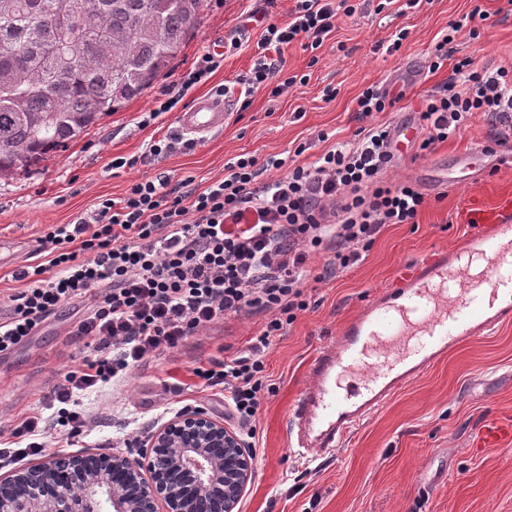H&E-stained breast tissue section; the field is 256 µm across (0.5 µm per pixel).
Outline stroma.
Segmentation results:
<instances>
[{"label": "stroma", "mask_w": 512, "mask_h": 512, "mask_svg": "<svg viewBox=\"0 0 512 512\" xmlns=\"http://www.w3.org/2000/svg\"><path fill=\"white\" fill-rule=\"evenodd\" d=\"M250 0H204L198 23L170 71L140 98L104 117L80 140L28 173L0 179V317L8 318L12 274L40 262L38 239L49 225L70 224L99 200L123 197L130 184L185 176L206 186L223 178L235 156L258 160L277 154L287 168L312 164L327 144L353 139L371 123L356 110L369 85L405 97L383 113L393 126L417 127L426 98L448 80L455 60L475 68L512 70V0H430L416 13H401L393 0L382 13L372 7L340 17L337 30L314 51L293 43L284 51L283 77L306 75L282 96L254 92L250 107L232 112L223 131L191 141L180 152L144 158L151 141L179 135L167 112L141 125L154 98L174 90L180 74L205 50L224 55L210 82L234 81L247 71L261 31L243 29ZM490 15L479 36L456 37L450 58L429 71L436 42L450 20L473 9ZM409 36L396 51L389 39ZM327 142H319V135ZM493 128L486 114L423 151L396 155L389 179L413 180L425 195L416 223L389 224L354 268L324 282H309L308 308L269 344L256 343L266 313L244 314L189 337L176 349L151 357L119 383L81 397L87 425L81 435L51 434L50 454H123L136 457L150 436L176 413L204 408L229 429L237 424L224 406V390L200 386L194 368L212 359L257 351L274 386L255 421L254 474L239 512H512V452L479 448L476 434L491 418L512 420V322L460 345L399 390L343 442L334 454L300 460L289 446V416L309 380L308 365L332 344L341 324L376 292L394 287L411 264L432 250L454 245L474 207H490L512 193V153H490ZM305 153H298L299 145ZM118 157L134 167L113 168ZM94 304L87 297L61 307L25 343L0 355V441L22 418L49 416L54 391L83 356L87 340L75 333Z\"/></svg>", "instance_id": "stroma-1"}]
</instances>
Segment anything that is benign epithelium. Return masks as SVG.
<instances>
[{
  "instance_id": "7a95c632",
  "label": "benign epithelium",
  "mask_w": 512,
  "mask_h": 512,
  "mask_svg": "<svg viewBox=\"0 0 512 512\" xmlns=\"http://www.w3.org/2000/svg\"><path fill=\"white\" fill-rule=\"evenodd\" d=\"M253 473L238 435L197 408L138 458L53 454L0 475V512H237Z\"/></svg>"
}]
</instances>
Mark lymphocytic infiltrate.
Returning <instances> with one entry per match:
<instances>
[{"instance_id": "f902f5d3", "label": "lymphocytic infiltrate", "mask_w": 512, "mask_h": 512, "mask_svg": "<svg viewBox=\"0 0 512 512\" xmlns=\"http://www.w3.org/2000/svg\"><path fill=\"white\" fill-rule=\"evenodd\" d=\"M278 0H262L248 18L263 23L254 63L238 85L271 96L296 85L276 82L282 52L298 42L320 48L340 16L353 15L351 0H292L288 21L271 22ZM221 65L206 52L179 80L177 95L157 99L149 119L176 108L181 96L207 83ZM488 113L500 129L496 145L512 140V74L455 63L448 82L428 98L419 116L420 150L457 134L473 113ZM392 129L383 122L357 130L353 140L324 151L310 165L257 185L261 171L283 168L248 154L227 163L223 179L198 188L193 177L133 183L119 199L100 200L88 217L53 224L40 239L42 261L13 274L19 287L9 296L11 313L0 322V353L27 340L62 305L97 293L76 333L93 348L67 371L54 396L53 420L22 419L13 443L0 454L24 460L43 452L48 428L77 436L85 423L74 395L123 377L149 357L178 347L207 326L243 313H268L258 338L268 344L308 307V261L329 250L326 274L355 265L388 224L415 223L425 196L412 182L389 183ZM265 366L253 356L212 360L194 374L209 387H223L224 401L243 427H251L265 394Z\"/></svg>"}]
</instances>
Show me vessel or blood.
<instances>
[{
  "label": "vessel or blood",
  "mask_w": 512,
  "mask_h": 512,
  "mask_svg": "<svg viewBox=\"0 0 512 512\" xmlns=\"http://www.w3.org/2000/svg\"><path fill=\"white\" fill-rule=\"evenodd\" d=\"M229 118L220 96L194 100L178 115L203 139ZM454 250L437 249L376 295L310 365L291 411V447L312 461L335 448L406 382L460 344L512 321V196L474 210ZM512 440V421L479 432V447Z\"/></svg>",
  "instance_id": "b4317fda"
}]
</instances>
